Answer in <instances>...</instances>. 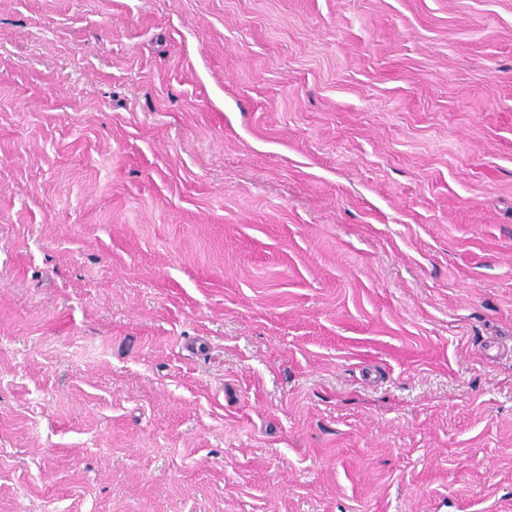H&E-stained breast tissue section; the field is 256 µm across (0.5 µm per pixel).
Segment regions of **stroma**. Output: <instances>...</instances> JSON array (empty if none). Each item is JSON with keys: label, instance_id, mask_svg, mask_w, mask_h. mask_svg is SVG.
Instances as JSON below:
<instances>
[{"label": "stroma", "instance_id": "1", "mask_svg": "<svg viewBox=\"0 0 512 512\" xmlns=\"http://www.w3.org/2000/svg\"><path fill=\"white\" fill-rule=\"evenodd\" d=\"M512 512V0H0V512Z\"/></svg>", "mask_w": 512, "mask_h": 512}]
</instances>
